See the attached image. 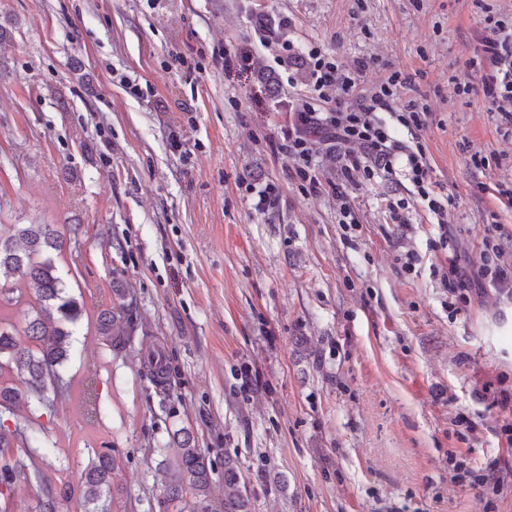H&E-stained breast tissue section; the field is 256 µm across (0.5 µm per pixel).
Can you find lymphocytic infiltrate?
<instances>
[{"mask_svg": "<svg viewBox=\"0 0 512 512\" xmlns=\"http://www.w3.org/2000/svg\"><path fill=\"white\" fill-rule=\"evenodd\" d=\"M479 45L489 67L481 77L483 96L501 125L512 127V27L486 17ZM286 65L303 75L321 101L331 99L339 91L350 92L356 85L354 78L343 73L336 63L313 50L289 54ZM399 81V75H391L369 102L343 111L324 114L309 105L290 110L280 127V148L293 161L297 174L313 187L318 184L313 164V146L318 142L336 150L347 177L359 169L367 175L390 173L396 159L404 158L410 181L437 221L439 247L452 248L456 237L444 220V203L429 190L431 168L425 153L422 148L394 140L381 116L383 110L389 109V99ZM437 274L449 295L461 305L470 302L477 287L489 286L512 295V262L505 260L500 244L490 241L480 255L477 277H469L455 256L449 257L447 265L438 267Z\"/></svg>", "mask_w": 512, "mask_h": 512, "instance_id": "f902f5d3", "label": "lymphocytic infiltrate"}]
</instances>
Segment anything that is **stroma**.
I'll return each mask as SVG.
<instances>
[{"label":"stroma","mask_w":512,"mask_h":512,"mask_svg":"<svg viewBox=\"0 0 512 512\" xmlns=\"http://www.w3.org/2000/svg\"><path fill=\"white\" fill-rule=\"evenodd\" d=\"M489 15L512 23V0H0V227L77 226L56 265L83 305L53 406L0 415L27 428L39 469L13 487L19 512L64 485L59 512H83L81 477L101 453L117 462L107 512H176L157 468L184 429L212 464V512L228 458L251 512H512V490L459 483L448 464L512 460L495 435L512 298L490 289L450 313L435 273L446 253L403 173L348 184L320 147L309 192L273 148L289 103L310 95L289 51L355 74L356 94L323 112L400 73L392 105L425 124L388 126L423 145L462 258L477 263L493 224L511 257L499 192L512 189V129L482 93L456 90L485 70ZM268 183L279 200L261 211ZM392 198L408 224L391 222ZM116 281L136 327L119 357L95 334ZM155 347L161 387L143 367Z\"/></svg>","instance_id":"obj_1"}]
</instances>
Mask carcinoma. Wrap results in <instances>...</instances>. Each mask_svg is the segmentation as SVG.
<instances>
[{
    "mask_svg": "<svg viewBox=\"0 0 512 512\" xmlns=\"http://www.w3.org/2000/svg\"><path fill=\"white\" fill-rule=\"evenodd\" d=\"M65 235L49 224H14L11 231L0 232V307L14 305L19 285H34L40 296V307L27 316L22 330L0 325V372L8 371L11 380L0 381V410L16 407L21 402L40 406L53 404L58 369L69 357L72 327L81 320L83 304L67 292L58 274L55 255L62 252ZM112 308L97 317L96 333L116 356L127 350L132 341L134 324L130 305L125 303L126 288L112 286ZM162 353L152 350L144 360L153 381L165 375L158 363ZM20 444L11 440L10 432L0 428V496L12 489L13 475L24 474L30 480L37 471L33 455H19L11 449ZM174 468L166 472L165 492L168 503H180L187 496L195 498L201 512L210 494L212 465L189 431L177 435L173 442ZM115 458L100 455L84 471L82 498L85 512H104L102 498L111 494ZM222 512H249V499L241 485V475L231 459L224 461V506Z\"/></svg>",
    "mask_w": 512,
    "mask_h": 512,
    "instance_id": "cac0c4a2",
    "label": "carcinoma"
}]
</instances>
